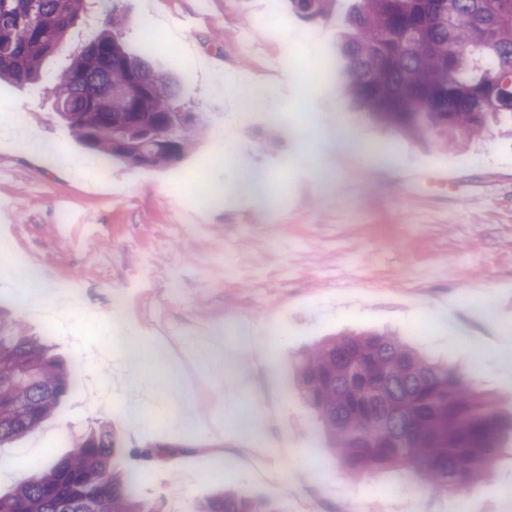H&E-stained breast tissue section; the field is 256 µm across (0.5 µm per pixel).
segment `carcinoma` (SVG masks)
Segmentation results:
<instances>
[{
	"label": "carcinoma",
	"instance_id": "1",
	"mask_svg": "<svg viewBox=\"0 0 512 512\" xmlns=\"http://www.w3.org/2000/svg\"><path fill=\"white\" fill-rule=\"evenodd\" d=\"M294 13L332 21V0H289ZM97 7L104 27L61 71L43 61ZM339 64L344 93L404 136L457 146L489 122L512 131V0H357L344 16ZM117 0H0V79L48 86L61 120L106 162L169 167L206 130L175 106L177 80L122 40ZM299 393L349 477L399 471L437 493L473 491L493 475L512 415L458 366L435 360L396 333L347 332L296 360ZM79 375L0 312V447L35 432L78 387ZM119 433L102 424L69 453L0 491V512H159L140 495L154 461L141 450L120 467ZM195 512H287L274 498L220 488Z\"/></svg>",
	"mask_w": 512,
	"mask_h": 512
}]
</instances>
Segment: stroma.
Returning <instances> with one entry per match:
<instances>
[{
  "label": "stroma",
  "instance_id": "1",
  "mask_svg": "<svg viewBox=\"0 0 512 512\" xmlns=\"http://www.w3.org/2000/svg\"><path fill=\"white\" fill-rule=\"evenodd\" d=\"M197 0H122L124 40L148 52L156 69L179 80L177 105L212 124L235 111L253 86L275 87L276 129L249 125L232 135L237 168L211 166L210 136L178 164L162 169L111 164L81 145L38 89L0 81V124L19 121L58 158L0 137V196L15 217L0 223V306L28 335L49 340L80 377L77 389L33 435L0 449V490L75 440L109 422L124 445L176 446L156 462L141 489L160 512H192L221 478L224 486L277 499L286 512H512V441H505L489 484L456 497L393 474L344 475L320 437L309 407L286 383L291 358L322 338L372 329L412 335L433 355L471 372L479 389L512 412V135L491 131L448 148L414 141L376 123L340 92L335 47L341 30L294 15L288 0H208L211 22L182 30L172 50L166 19L190 14ZM288 19L287 36L252 45L239 34L266 9ZM150 21L144 36L141 21ZM239 74L234 94L215 100L214 75ZM356 136L352 155L326 152L300 162L305 131ZM253 171L259 191L213 208L203 225L186 223L199 180L232 182ZM81 223L79 234L63 223ZM41 269L33 289L15 285L14 258ZM80 291L58 307L66 332L31 311L35 298L65 284ZM164 351L158 371L181 361L194 377L179 399L154 394L138 415L123 357L78 351L106 324ZM289 325L269 342V323ZM269 445L261 465L275 475L278 447L302 463L273 488L240 464L205 463L207 448H246L254 430Z\"/></svg>",
  "mask_w": 512,
  "mask_h": 512
}]
</instances>
